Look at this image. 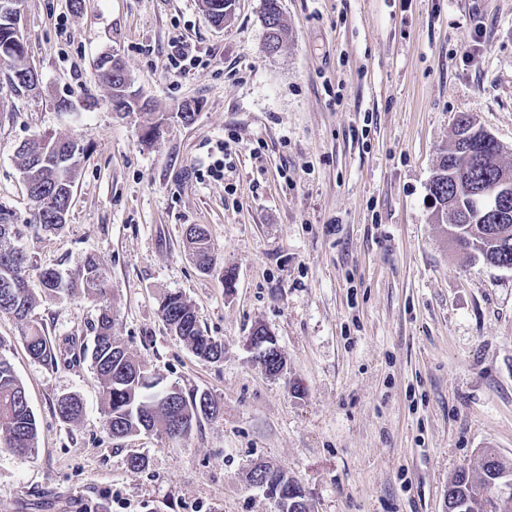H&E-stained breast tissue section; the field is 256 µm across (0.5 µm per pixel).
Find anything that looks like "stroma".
I'll return each instance as SVG.
<instances>
[{
	"mask_svg": "<svg viewBox=\"0 0 512 512\" xmlns=\"http://www.w3.org/2000/svg\"><path fill=\"white\" fill-rule=\"evenodd\" d=\"M281 9L288 38L270 56L262 0H236L221 27L200 0H26L20 29L41 90L15 87L0 66V209L23 229L29 286L41 289L37 269L96 256L115 341L162 386L208 392L220 412L178 444L113 438L89 357L37 362L21 322L0 313V354L39 428L30 458L0 449V512H101L105 501L112 512H277L248 479L258 463L301 483L311 512H446L450 474L485 448L512 459V269L451 247L429 192L462 114L512 169V0ZM177 35L201 53L185 74L168 68ZM106 54L141 102L128 115L99 80ZM44 136L85 152L63 229L37 236L16 154ZM191 224L209 233L211 271L193 261ZM169 292L223 341L221 361L170 333ZM102 304L65 295L31 318L53 343L87 347ZM259 325L279 374L250 347ZM71 393L84 413L65 422L54 403ZM134 455L144 469H131Z\"/></svg>",
	"mask_w": 512,
	"mask_h": 512,
	"instance_id": "1",
	"label": "stroma"
}]
</instances>
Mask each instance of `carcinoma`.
Masks as SVG:
<instances>
[{"mask_svg": "<svg viewBox=\"0 0 512 512\" xmlns=\"http://www.w3.org/2000/svg\"><path fill=\"white\" fill-rule=\"evenodd\" d=\"M210 18L227 20L232 14L231 0H202ZM263 18L272 21L267 27V39L281 45L288 35L277 0H263ZM12 39L10 24L0 17V63L8 68L9 81L23 86L29 74L27 51L17 54L1 51ZM98 70L107 87L109 99L115 93L130 92L131 81L121 62L107 66L101 60ZM59 139L45 137L20 146L18 167L22 170L35 205L31 228L35 232L55 233L62 229L60 214L70 209L73 199L76 167L58 160L52 145ZM501 146L473 137L468 149L453 141L441 158L429 187L438 205L437 215L445 219L448 239L456 247L469 250L487 265L512 268V197L499 203V212L492 213L478 202L476 192L501 180L512 181V171L499 162ZM13 216L0 210V312L25 321L38 299L29 288V266L23 251L11 246L16 237ZM196 265L204 272L215 263V255L207 230L190 224L185 231ZM44 296L84 294L106 299L109 288L102 263L95 256L86 258L82 268L63 276L55 268H43L38 273ZM168 329L182 340L196 357L205 362H217L224 356V343L206 334L195 312L184 297L177 293L164 295L159 304ZM28 355L43 363L57 361V347L44 331L29 325L21 332ZM92 365L99 377L105 424L117 439L142 431L161 429L168 440L188 439L201 421L218 415V405L202 391L185 394L179 389L158 388L159 381L148 377L141 366L112 338V313L102 309L97 321L90 353ZM55 410L66 422L78 420L83 404L75 394L56 399ZM37 422L28 404L26 390L10 362L0 356V447L26 459L36 450ZM512 481V460L497 452L482 451L480 469L460 468L448 478L450 512H486L489 504V480ZM291 481L286 474L269 466L263 469V484L274 491Z\"/></svg>", "mask_w": 512, "mask_h": 512, "instance_id": "cac0c4a2", "label": "carcinoma"}]
</instances>
